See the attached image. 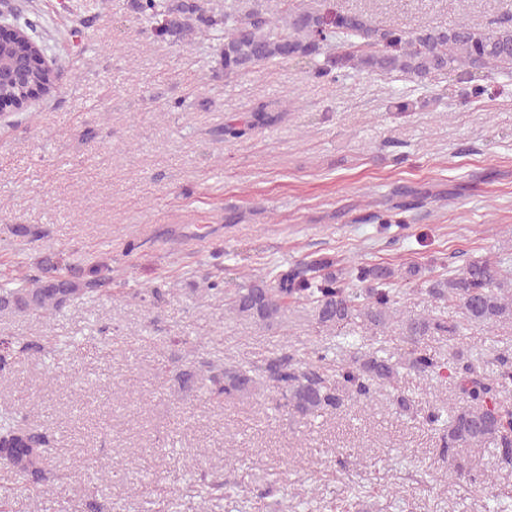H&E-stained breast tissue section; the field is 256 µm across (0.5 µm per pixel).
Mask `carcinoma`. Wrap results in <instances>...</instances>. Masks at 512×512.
I'll return each mask as SVG.
<instances>
[{
  "label": "carcinoma",
  "instance_id": "1",
  "mask_svg": "<svg viewBox=\"0 0 512 512\" xmlns=\"http://www.w3.org/2000/svg\"><path fill=\"white\" fill-rule=\"evenodd\" d=\"M139 19L148 24L144 33L156 41L182 42L199 38L208 42V63L214 77L234 80L278 63L296 61L306 67L308 78L333 81L357 72L374 73L392 81L416 84L440 79L456 70L474 77L466 98L479 101L488 94L484 74L512 77V8L488 26L461 20L450 27L431 26L407 30L380 26L363 12L346 11L339 0H279L271 10L265 0H224V8L211 0H133ZM17 38L0 45V101L24 108L34 92L56 91L54 69L47 65L46 48L34 39L37 22L29 18L16 24ZM264 106L256 108L255 122L227 124L224 139L250 136L256 123L266 121ZM395 271L380 265L361 264L351 270L350 281L337 276L328 257L311 259L290 271L277 266L264 275H249L248 283L233 290L224 287V269H218L208 290L224 298V311L272 324L292 304L312 306L317 324L337 332L351 349L356 342V319L375 327L388 328L401 289ZM512 264L500 258H473L448 271V277L431 281L428 293L440 307L462 310L464 322H450L443 314L409 318L401 323L402 359L413 372L423 376L441 374L443 364L428 349V336H463L467 326H482L495 332L512 323ZM112 281V266L100 262L79 276H65L59 261L50 254L32 270L0 281V311L44 323L72 299L97 295ZM161 291L140 288L132 298L149 303L150 322ZM76 339L60 342L47 336L24 339L0 331V378L11 374L17 364L34 353H48L63 362ZM490 357L497 370L487 378L480 373L484 358ZM162 376L173 375L185 391L198 390L201 397L217 406L252 386L253 369L227 368L202 361L199 365L157 367ZM266 388L275 393V404L301 418L336 411L342 393L371 402L385 386L399 378L398 363L390 356L356 352L339 359L336 345L324 346L304 358L276 353L260 367ZM452 375L462 405L449 411L425 406L415 415L442 434V453L448 457V474L453 482L467 480V491L486 499L485 512H512V503L493 494L491 475L470 477L461 461L463 447L493 448L496 459L512 463V402L501 397L512 383V354L506 355L486 343L473 344L452 359ZM56 439L46 427L34 423L26 400L15 409L0 412V468L42 492L50 479ZM116 474L108 472L90 479L86 512H105L98 502L99 489ZM199 497L205 509L221 500L235 502L239 494L224 481L198 478Z\"/></svg>",
  "mask_w": 512,
  "mask_h": 512
}]
</instances>
